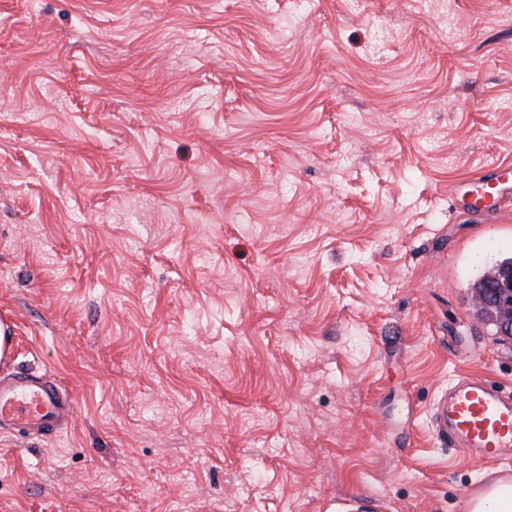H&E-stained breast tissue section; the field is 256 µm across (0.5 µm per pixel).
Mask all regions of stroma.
<instances>
[{"label":"stroma","instance_id":"35a3bbf8","mask_svg":"<svg viewBox=\"0 0 512 512\" xmlns=\"http://www.w3.org/2000/svg\"><path fill=\"white\" fill-rule=\"evenodd\" d=\"M512 0H0V375L74 415L0 433V512H467L450 376L512 206ZM480 186L472 198L465 197L459 186L448 193L452 199V213L459 215H489L498 211L512 195V176L506 168L481 171L474 178Z\"/></svg>","mask_w":512,"mask_h":512}]
</instances>
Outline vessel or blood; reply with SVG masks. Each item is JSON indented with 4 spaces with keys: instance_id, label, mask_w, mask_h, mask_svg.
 Wrapping results in <instances>:
<instances>
[{
    "instance_id": "1",
    "label": "vessel or blood",
    "mask_w": 512,
    "mask_h": 512,
    "mask_svg": "<svg viewBox=\"0 0 512 512\" xmlns=\"http://www.w3.org/2000/svg\"><path fill=\"white\" fill-rule=\"evenodd\" d=\"M475 196L452 188V211L459 215H489L512 198V174L497 167L475 178ZM73 407L63 388L47 374L17 370L0 376V426L24 428L41 436L56 435ZM434 433L441 443L480 463H512V393L503 394L474 376H455L435 403Z\"/></svg>"
}]
</instances>
